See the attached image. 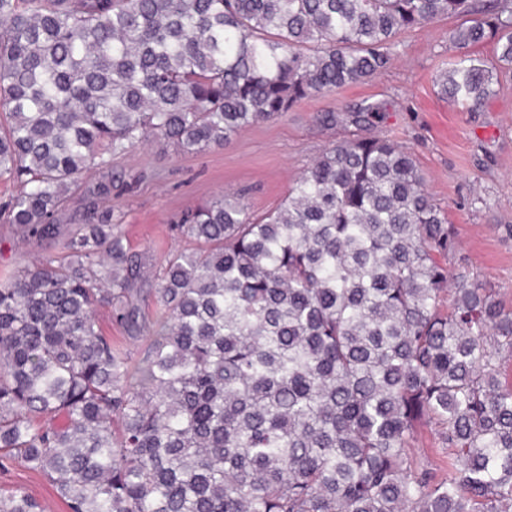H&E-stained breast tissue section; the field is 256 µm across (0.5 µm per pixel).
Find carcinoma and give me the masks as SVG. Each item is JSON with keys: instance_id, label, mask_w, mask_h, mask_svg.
<instances>
[{"instance_id": "carcinoma-1", "label": "carcinoma", "mask_w": 512, "mask_h": 512, "mask_svg": "<svg viewBox=\"0 0 512 512\" xmlns=\"http://www.w3.org/2000/svg\"><path fill=\"white\" fill-rule=\"evenodd\" d=\"M439 18L460 55L434 82L476 107L494 73L468 50L512 67V0H0V177L20 184L0 219L58 249L0 276V467L40 472L67 512H512V308L448 267L456 230L408 148L328 147L261 215L236 192L191 207L160 263L99 205L141 179L112 158L222 147ZM425 422L441 474L408 457ZM0 512L45 506L2 490ZM95 178H96V176L92 175V176L88 177L87 179L83 180L80 183V187L78 189H76L75 192L72 194L71 199L69 201L68 212H67V216L71 217L72 219L67 220L63 224V231L65 233L75 230L77 228V224L81 223L82 218H83V216H82L83 210H82V205H81L82 204V201H81L82 196H83L84 190L87 187V185L94 182ZM98 318L100 326L103 330V332L108 335L112 336V338L120 339L123 341L124 346L127 347L132 354L136 357L137 352L142 347V344L144 342L142 341H132V340H124L122 336H127L124 332L123 328L120 324L116 323L111 317L109 316V313L105 310H100L98 312Z\"/></svg>"}]
</instances>
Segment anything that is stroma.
Instances as JSON below:
<instances>
[{
    "label": "stroma",
    "mask_w": 512,
    "mask_h": 512,
    "mask_svg": "<svg viewBox=\"0 0 512 512\" xmlns=\"http://www.w3.org/2000/svg\"><path fill=\"white\" fill-rule=\"evenodd\" d=\"M453 25V20L438 19L403 34L386 70L306 99L281 117L246 128L224 146L184 156L153 142L114 158L115 170L146 173L134 194L111 200L128 247L164 259L180 245L170 225L186 207L237 191L256 213H264L279 204L292 179L323 150L357 134L379 135L414 155L427 192L455 227L457 254L467 260L470 277L486 282L512 305V73H500L494 95L476 110L443 96L433 77L458 54L448 38ZM366 101L386 109L373 125L360 128L348 113ZM328 110L340 115L335 126L318 121ZM53 250V244L22 238L0 223V274ZM1 487L23 488L47 512H65L48 481L23 464L0 469Z\"/></svg>",
    "instance_id": "35a3bbf8"
}]
</instances>
